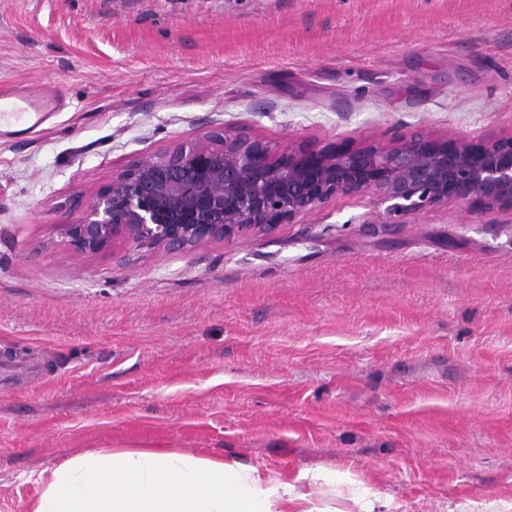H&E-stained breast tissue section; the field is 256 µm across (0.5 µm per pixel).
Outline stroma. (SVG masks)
Wrapping results in <instances>:
<instances>
[{
  "label": "stroma",
  "instance_id": "obj_1",
  "mask_svg": "<svg viewBox=\"0 0 512 512\" xmlns=\"http://www.w3.org/2000/svg\"><path fill=\"white\" fill-rule=\"evenodd\" d=\"M0 512L97 448L320 466L398 512L512 502V213L369 224L339 196L272 236L76 258L72 198L228 129L273 144L512 133V0H0ZM61 96L58 92L39 94L20 88H9L0 93V117L13 116L18 122H31L39 112H58Z\"/></svg>",
  "mask_w": 512,
  "mask_h": 512
}]
</instances>
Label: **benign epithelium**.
<instances>
[{
    "instance_id": "obj_1",
    "label": "benign epithelium",
    "mask_w": 512,
    "mask_h": 512,
    "mask_svg": "<svg viewBox=\"0 0 512 512\" xmlns=\"http://www.w3.org/2000/svg\"><path fill=\"white\" fill-rule=\"evenodd\" d=\"M337 196L373 197L378 224L450 203L512 211V134L273 145L211 131L124 166L63 230L78 258L120 240L189 251L215 239L273 236Z\"/></svg>"
}]
</instances>
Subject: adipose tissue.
<instances>
[{
  "instance_id": "1",
  "label": "adipose tissue",
  "mask_w": 512,
  "mask_h": 512,
  "mask_svg": "<svg viewBox=\"0 0 512 512\" xmlns=\"http://www.w3.org/2000/svg\"><path fill=\"white\" fill-rule=\"evenodd\" d=\"M393 498L321 468L274 478L233 457L98 448L49 470L32 512H395Z\"/></svg>"
}]
</instances>
